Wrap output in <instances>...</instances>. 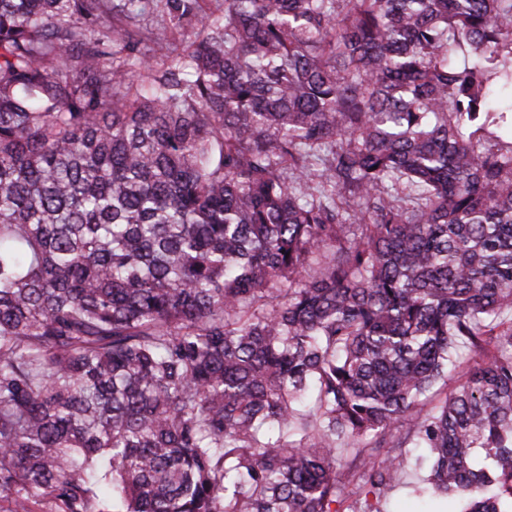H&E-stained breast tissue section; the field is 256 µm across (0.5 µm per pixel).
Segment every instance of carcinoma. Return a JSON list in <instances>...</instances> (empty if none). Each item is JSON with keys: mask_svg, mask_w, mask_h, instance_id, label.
Segmentation results:
<instances>
[{"mask_svg": "<svg viewBox=\"0 0 512 512\" xmlns=\"http://www.w3.org/2000/svg\"><path fill=\"white\" fill-rule=\"evenodd\" d=\"M505 108L512 0H0L4 512H512ZM417 476L418 471L411 465L404 475L402 482L389 492L387 510L390 512H448V510H453V506L447 501V497L443 496L433 500L418 498L410 487V484L417 479Z\"/></svg>", "mask_w": 512, "mask_h": 512, "instance_id": "cac0c4a2", "label": "carcinoma"}]
</instances>
